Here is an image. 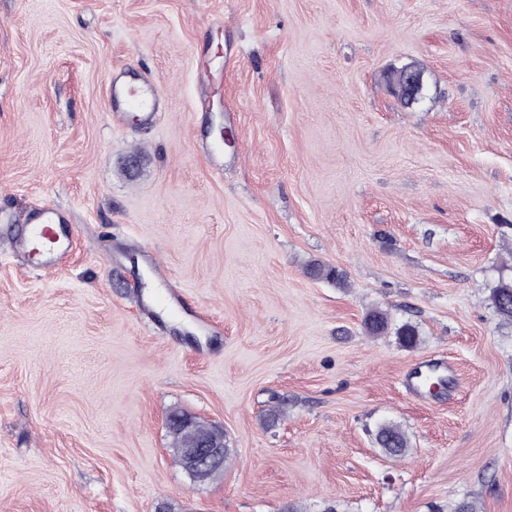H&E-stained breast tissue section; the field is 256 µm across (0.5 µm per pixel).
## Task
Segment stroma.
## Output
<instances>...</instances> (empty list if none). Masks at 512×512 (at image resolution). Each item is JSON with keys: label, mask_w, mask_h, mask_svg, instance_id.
Masks as SVG:
<instances>
[{"label": "stroma", "mask_w": 512, "mask_h": 512, "mask_svg": "<svg viewBox=\"0 0 512 512\" xmlns=\"http://www.w3.org/2000/svg\"><path fill=\"white\" fill-rule=\"evenodd\" d=\"M203 65L238 113L220 178ZM116 67L163 90L159 128L113 126ZM46 197L78 226L56 274L10 248ZM161 271L180 318L137 303ZM503 283L512 0H0V512H512ZM447 363L453 390L406 386ZM176 409L223 426L215 481L176 463ZM405 81L392 90L408 102L415 103L421 99L424 91L423 73L413 67H404ZM376 443L392 457L405 456L408 449L407 437L396 425L382 424L376 433Z\"/></svg>", "instance_id": "1"}]
</instances>
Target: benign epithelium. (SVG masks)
<instances>
[{"label":"benign epithelium","mask_w":512,"mask_h":512,"mask_svg":"<svg viewBox=\"0 0 512 512\" xmlns=\"http://www.w3.org/2000/svg\"><path fill=\"white\" fill-rule=\"evenodd\" d=\"M403 71L405 81L394 92L415 103L423 96V73L413 67H405ZM178 421L185 434L180 452L182 466L193 474L195 482L205 483L213 472L224 466V442L212 434L210 427L189 415L178 418Z\"/></svg>","instance_id":"1"}]
</instances>
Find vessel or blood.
Listing matches in <instances>:
<instances>
[{
  "mask_svg": "<svg viewBox=\"0 0 512 512\" xmlns=\"http://www.w3.org/2000/svg\"><path fill=\"white\" fill-rule=\"evenodd\" d=\"M112 122L117 126H160L166 110L165 98L143 73L125 68L113 70L108 85ZM77 227L71 210L53 201H41L23 214L13 249L36 271L64 268ZM146 307H156L168 314H178L179 299L166 282H159L151 295L142 298Z\"/></svg>",
  "mask_w": 512,
  "mask_h": 512,
  "instance_id": "vessel-or-blood-1",
  "label": "vessel or blood"
}]
</instances>
